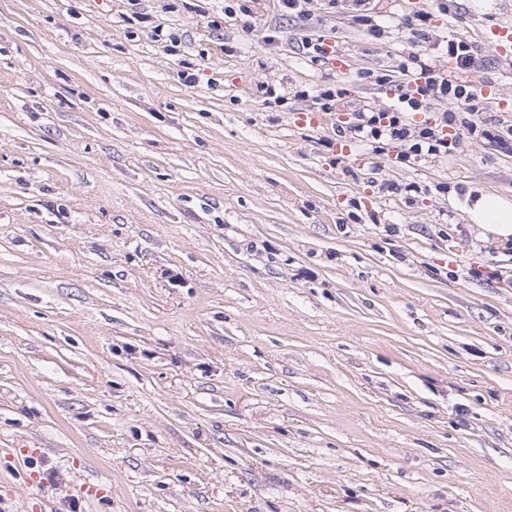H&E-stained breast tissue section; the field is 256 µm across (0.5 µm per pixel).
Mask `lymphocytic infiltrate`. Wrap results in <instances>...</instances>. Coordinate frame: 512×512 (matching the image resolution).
<instances>
[{
	"mask_svg": "<svg viewBox=\"0 0 512 512\" xmlns=\"http://www.w3.org/2000/svg\"><path fill=\"white\" fill-rule=\"evenodd\" d=\"M445 49L453 66L449 71L435 70L422 63L418 52L412 51L401 63V71H409L411 64H419L420 79L412 93L399 96L397 106L374 111L362 106L354 112V121L347 128L352 139L371 144L374 152H381L387 142L401 143L403 150L398 159L402 162H420L426 158L447 153L450 131L465 129L468 135H482V123L475 114L458 117L455 106L461 101L477 97L472 81L467 78L474 66L470 47L464 42L447 41ZM445 103L446 108L433 123L413 124L407 112L423 109L428 102Z\"/></svg>",
	"mask_w": 512,
	"mask_h": 512,
	"instance_id": "obj_1",
	"label": "lymphocytic infiltrate"
}]
</instances>
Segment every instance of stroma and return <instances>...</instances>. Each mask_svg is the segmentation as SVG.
<instances>
[{
    "label": "stroma",
    "instance_id": "stroma-1",
    "mask_svg": "<svg viewBox=\"0 0 512 512\" xmlns=\"http://www.w3.org/2000/svg\"><path fill=\"white\" fill-rule=\"evenodd\" d=\"M470 2L0 0V512H512V252L453 202L512 199V112L412 165L292 95L386 108L446 37L512 95ZM316 94L310 95L308 89H302L295 92L294 96L298 98H311L314 105H318L322 112H310L300 114L302 124L309 125L311 128H317L327 123L325 112H332L333 108L343 99L344 90L335 84L328 83L315 91Z\"/></svg>",
    "mask_w": 512,
    "mask_h": 512
}]
</instances>
